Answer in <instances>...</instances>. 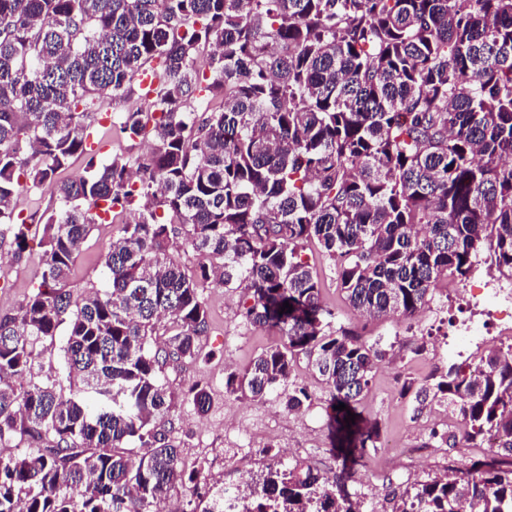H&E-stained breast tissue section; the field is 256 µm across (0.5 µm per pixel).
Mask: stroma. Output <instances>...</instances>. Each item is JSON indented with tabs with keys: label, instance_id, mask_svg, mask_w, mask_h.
<instances>
[{
	"label": "stroma",
	"instance_id": "1",
	"mask_svg": "<svg viewBox=\"0 0 512 512\" xmlns=\"http://www.w3.org/2000/svg\"><path fill=\"white\" fill-rule=\"evenodd\" d=\"M117 230V225L108 223L90 230L74 259L68 280L72 299H80L90 285H102L101 258ZM41 235V228H31L29 248L21 260H13L9 248L0 249V314L16 310L37 287ZM305 256L320 276L322 299L335 314V326L352 330L365 341L380 339L394 347L393 363L377 369L357 406L361 417L377 426L379 442L392 441L411 448L429 429H446L445 407L414 413L411 398L401 397L400 390L405 380L421 382L433 370L443 371L460 362L461 357L454 349L459 342L455 335L458 325L465 319L475 323L484 320L482 307L470 302L467 289L481 276L490 274L491 260L487 253L477 256L468 278L440 279L432 299L416 318L394 316L381 320L364 318L348 305L328 260L317 246H309ZM204 299L209 326L200 340L198 359L165 373V382L174 394L169 438L181 451L184 469L194 472L200 487L210 494L222 492L226 470L232 464L231 456L235 449L250 447L251 416L266 404L280 410L284 428L264 437V446L248 465L246 477H260L270 464L298 459L323 474L333 469L352 471L356 479L348 483L347 489L353 494L362 492L370 480V466L377 454L372 449L362 457L333 452L326 393L306 368L297 369L296 381L308 388L313 400L311 406L298 411H285V399L280 393L268 395L260 403L226 392L227 374L243 370L257 353L278 342L279 336L274 330L252 326L243 319L240 291L211 288L205 292ZM64 339L60 333L38 344L32 379L55 382L57 388L66 392L71 381L62 368ZM195 381L204 383L210 393L209 410L202 415L184 397L188 385Z\"/></svg>",
	"mask_w": 512,
	"mask_h": 512
}]
</instances>
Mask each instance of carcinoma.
<instances>
[{"mask_svg": "<svg viewBox=\"0 0 512 512\" xmlns=\"http://www.w3.org/2000/svg\"><path fill=\"white\" fill-rule=\"evenodd\" d=\"M114 106L150 152L106 161L88 143ZM78 157L83 175L61 178ZM127 210L107 287L72 300L90 228ZM32 224L37 291L0 315V446L25 449L0 456V512H157L177 481L199 493L166 429L164 373L199 356L207 288L242 290L245 321L281 336L227 393L261 400L303 361L345 445L364 448L373 434L345 418L390 351L333 327L304 251L318 245L373 318L416 317L484 251L512 280V0H0V242L18 258ZM63 324L67 396L28 379ZM408 394L461 421L424 447L490 434L495 459L393 489L392 512H512V346ZM185 397L208 411L201 383ZM311 402L297 386L286 407ZM346 486L296 460L263 474L251 509L361 512Z\"/></svg>", "mask_w": 512, "mask_h": 512, "instance_id": "cac0c4a2", "label": "carcinoma"}]
</instances>
